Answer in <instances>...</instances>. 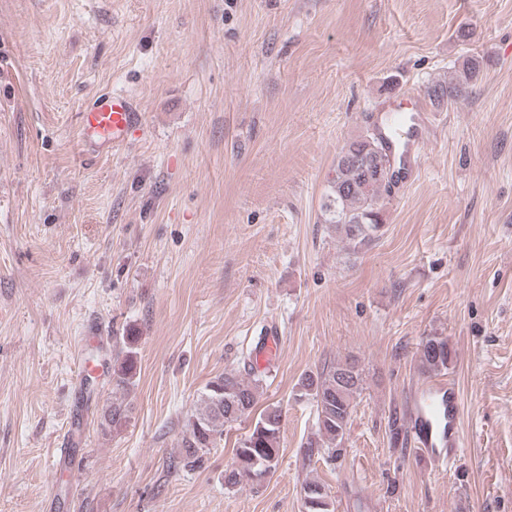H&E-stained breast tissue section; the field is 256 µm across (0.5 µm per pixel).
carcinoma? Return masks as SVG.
<instances>
[{
    "mask_svg": "<svg viewBox=\"0 0 512 512\" xmlns=\"http://www.w3.org/2000/svg\"><path fill=\"white\" fill-rule=\"evenodd\" d=\"M483 68L482 57L470 56L459 65L455 77L431 82L426 95L435 107H447L481 77ZM392 178L390 153L376 137L367 133L347 141L336 156L329 191L321 206L325 223L336 225V232L355 249L373 241L384 224L380 200L392 185ZM138 340L131 329L122 337V356L112 365L115 393L125 394L135 385ZM454 357L448 339L443 336H428L420 343L419 361L426 373L448 370ZM262 388V375L252 367L244 376L230 371L208 381L181 429L178 447L182 465L190 469L200 467L211 449L222 447L224 431L254 410ZM297 388L299 397L313 401L317 415L318 438L306 441L305 454L335 459L341 455L339 446L356 399L364 389L363 370L355 359L338 361L326 370L303 373ZM130 411V403L124 398L107 402L100 413L102 434L120 431ZM282 422L283 413L278 407H268L259 414L249 433L237 442L232 462L224 470L225 488L237 487L245 477L260 482L276 471ZM303 491L305 512H334L324 483L308 480Z\"/></svg>",
    "mask_w": 512,
    "mask_h": 512,
    "instance_id": "obj_1",
    "label": "carcinoma"
}]
</instances>
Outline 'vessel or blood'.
Returning a JSON list of instances; mask_svg holds the SVG:
<instances>
[{
    "label": "vessel or blood",
    "instance_id": "1",
    "mask_svg": "<svg viewBox=\"0 0 512 512\" xmlns=\"http://www.w3.org/2000/svg\"><path fill=\"white\" fill-rule=\"evenodd\" d=\"M139 118V112L128 97L112 93L101 97L84 113L83 123L92 133L97 147L108 150L127 142ZM435 124V116L431 113L412 117L402 141L389 130H381L380 136L388 152L399 159L396 173L401 184L416 179ZM462 412V395L455 382H429L414 388L409 397L408 435L416 451L435 463L455 461L463 446Z\"/></svg>",
    "mask_w": 512,
    "mask_h": 512
}]
</instances>
